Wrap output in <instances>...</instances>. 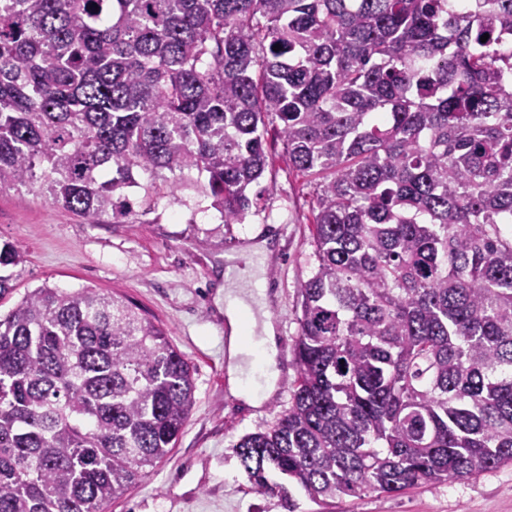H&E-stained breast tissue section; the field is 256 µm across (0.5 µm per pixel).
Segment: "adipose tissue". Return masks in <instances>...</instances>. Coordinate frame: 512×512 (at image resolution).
Listing matches in <instances>:
<instances>
[{
  "label": "adipose tissue",
  "instance_id": "1",
  "mask_svg": "<svg viewBox=\"0 0 512 512\" xmlns=\"http://www.w3.org/2000/svg\"><path fill=\"white\" fill-rule=\"evenodd\" d=\"M258 265L250 275L248 289H236L234 279H227L224 288V318L229 330L228 380L232 391L239 397L251 399V392L242 384L247 365L261 362L269 366L266 384L274 386L277 378L273 371L277 354V338L269 321H256L253 307L265 303L263 274L270 254L267 246L254 251Z\"/></svg>",
  "mask_w": 512,
  "mask_h": 512
}]
</instances>
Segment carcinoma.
Here are the masks:
<instances>
[{"instance_id": "cac0c4a2", "label": "carcinoma", "mask_w": 512, "mask_h": 512, "mask_svg": "<svg viewBox=\"0 0 512 512\" xmlns=\"http://www.w3.org/2000/svg\"><path fill=\"white\" fill-rule=\"evenodd\" d=\"M276 122L317 265L289 406L235 444L251 489L397 494L511 463L512 0H0V191L119 221L136 172L194 170L237 224ZM24 262L0 245L1 301ZM195 390L122 297L27 292L0 312V512H107Z\"/></svg>"}]
</instances>
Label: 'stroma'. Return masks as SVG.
Segmentation results:
<instances>
[{
    "instance_id": "obj_1",
    "label": "stroma",
    "mask_w": 512,
    "mask_h": 512,
    "mask_svg": "<svg viewBox=\"0 0 512 512\" xmlns=\"http://www.w3.org/2000/svg\"><path fill=\"white\" fill-rule=\"evenodd\" d=\"M267 146L273 163L261 180L264 192L238 224L225 223L194 171L170 181L137 173V186L127 191L136 215L123 224L88 222L33 190L0 193V243L26 255L14 298L42 285L122 296L163 326L195 368L196 403L175 448L108 512H512V464L399 495L324 503L297 486L288 503L251 491L233 446L287 408L296 371L278 375L274 391L257 403L231 393L220 301L224 256L274 240L265 312L282 346L292 345L298 332L299 287L316 265L310 190L289 171L276 134Z\"/></svg>"
}]
</instances>
